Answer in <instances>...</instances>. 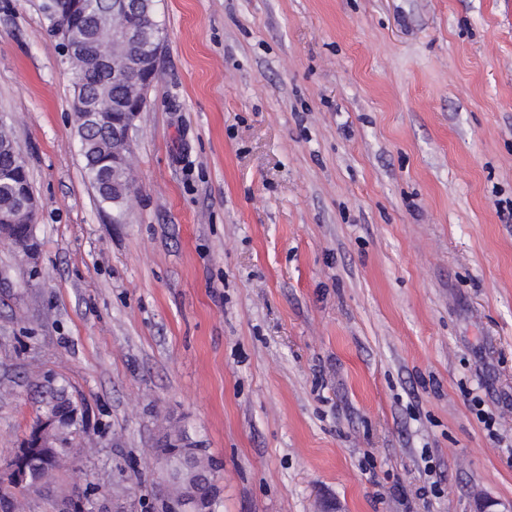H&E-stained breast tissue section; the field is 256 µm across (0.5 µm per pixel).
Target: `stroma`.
Instances as JSON below:
<instances>
[{
    "label": "stroma",
    "instance_id": "obj_1",
    "mask_svg": "<svg viewBox=\"0 0 512 512\" xmlns=\"http://www.w3.org/2000/svg\"><path fill=\"white\" fill-rule=\"evenodd\" d=\"M42 3L0 0V465L43 374L87 435L19 512H164L177 429L219 512H512V0H157L117 222ZM13 164L12 156L0 151V211L15 209L20 203V188L17 181L10 175ZM0 224V240L9 241L14 245L21 243L23 245L24 253L27 257L31 258L37 252V241L34 232V224H28L27 232L23 235L17 232L16 224ZM182 442L167 437L161 448H173L175 451L170 457L171 467L176 474L191 469L208 470L215 473L220 470V464L213 457L203 454L202 448H182Z\"/></svg>",
    "mask_w": 512,
    "mask_h": 512
}]
</instances>
